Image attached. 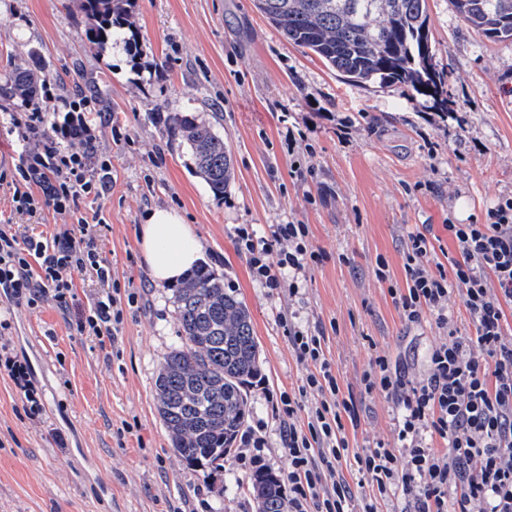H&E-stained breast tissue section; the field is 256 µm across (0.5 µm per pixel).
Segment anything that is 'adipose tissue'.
<instances>
[{
	"label": "adipose tissue",
	"instance_id": "ef3b65f1",
	"mask_svg": "<svg viewBox=\"0 0 512 512\" xmlns=\"http://www.w3.org/2000/svg\"><path fill=\"white\" fill-rule=\"evenodd\" d=\"M137 238L149 277L158 286L178 282L203 258L195 229L172 209L151 210L140 225Z\"/></svg>",
	"mask_w": 512,
	"mask_h": 512
}]
</instances>
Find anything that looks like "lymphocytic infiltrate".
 <instances>
[{"instance_id":"1","label":"lymphocytic infiltrate","mask_w":512,"mask_h":512,"mask_svg":"<svg viewBox=\"0 0 512 512\" xmlns=\"http://www.w3.org/2000/svg\"><path fill=\"white\" fill-rule=\"evenodd\" d=\"M54 99L52 83H44L42 105L12 116L11 131L26 150L12 169L0 171V189L10 191L17 214L39 219L50 213L62 222L45 239H22L12 225H0V292L31 308L55 304L79 335L113 349L124 307L136 297L122 294L103 254L106 219L85 212L87 200L107 191L101 173L110 161L98 151L96 129L111 117L81 98L65 101L61 120L51 123L42 106ZM446 229L455 246L447 269L431 270L430 240L410 234L402 250L406 285L391 295L407 322L430 312L447 342L431 348L427 374L417 384H407L385 355L371 357L363 376L366 391L382 392L398 405L395 445L380 441L350 451L343 421L357 412L341 393L323 337L287 322L295 355L307 368L304 385L319 395L305 409L284 398L273 405L288 452V512H378L379 502L399 492L408 512H512V196L499 197L485 223ZM236 243L252 278L273 290L295 288V275L322 258L304 224H274L260 237L242 228ZM88 276L100 289L79 308L77 282ZM455 286L474 336L460 334L448 314ZM301 411L303 424L297 421ZM434 435L445 440L444 450L432 448ZM347 461L367 478L368 494L355 497L340 477Z\"/></svg>"}]
</instances>
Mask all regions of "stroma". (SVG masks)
I'll list each match as a JSON object with an SVG mask.
<instances>
[{"label":"stroma","instance_id":"stroma-1","mask_svg":"<svg viewBox=\"0 0 512 512\" xmlns=\"http://www.w3.org/2000/svg\"><path fill=\"white\" fill-rule=\"evenodd\" d=\"M135 47L81 40L80 0H0V75L37 57L58 99L82 93L112 123L97 130L111 161L110 188L89 204L111 226L103 251L120 282L140 297L125 312L119 355L81 337L53 303L0 297L18 356L35 369L43 412L0 369V512H256L250 474L235 454L219 473L194 471L172 450L156 408L163 356L179 343L171 288L155 287L137 247L152 208L193 225L204 262L248 307L262 377L250 390L249 425H262L272 473L288 455L271 398L302 404L306 375L283 319L322 330L325 351L357 425L349 445L394 443L397 407L366 392L373 354L422 380L429 349L447 336L432 314L406 323L389 293L404 284L402 249L424 232L443 261L447 222L480 224L512 195V43L487 41L449 0H428L434 61L447 106L410 99L399 87L359 89L309 50L288 43L253 0H134ZM189 109L223 134L235 177L215 199L186 146L164 133L169 113ZM305 224L323 259L295 294L254 281L234 230ZM389 282L375 275L377 258Z\"/></svg>","mask_w":512,"mask_h":512}]
</instances>
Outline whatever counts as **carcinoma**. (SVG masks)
Instances as JSON below:
<instances>
[{
	"instance_id": "cac0c4a2",
	"label": "carcinoma",
	"mask_w": 512,
	"mask_h": 512,
	"mask_svg": "<svg viewBox=\"0 0 512 512\" xmlns=\"http://www.w3.org/2000/svg\"><path fill=\"white\" fill-rule=\"evenodd\" d=\"M128 0H81V39L102 46L121 36ZM460 20L493 42L512 41V0H450ZM288 42L310 50L360 89L398 86L415 100L442 92L426 28L427 0H254ZM40 66H16L0 98L37 99ZM165 135L186 145L196 172L216 198L224 197L233 160L224 138L190 110L170 113ZM180 343L160 362L155 379L159 416L172 448L189 467L224 470V455L251 409L247 386L260 374L259 345L246 305L224 288V276L199 265L176 288ZM256 512H288L282 479L251 477Z\"/></svg>"
}]
</instances>
